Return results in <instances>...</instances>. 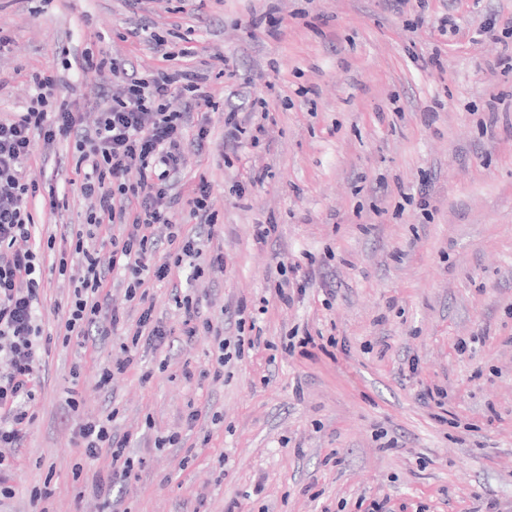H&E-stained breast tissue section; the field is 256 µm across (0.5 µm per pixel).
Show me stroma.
<instances>
[{"label":"stroma","instance_id":"stroma-1","mask_svg":"<svg viewBox=\"0 0 512 512\" xmlns=\"http://www.w3.org/2000/svg\"><path fill=\"white\" fill-rule=\"evenodd\" d=\"M177 0H149L156 31L194 27L191 65H210L209 150L185 156L177 185L187 196L195 176L213 185L217 215L211 251L223 269L189 281L148 284L168 325L183 312L173 287L193 286L200 313L232 336L237 304L258 315L260 340L218 380L186 382L184 368L209 361L211 341L176 337L165 353L145 352L150 383L98 373L120 340L53 346L35 388V418L24 446L5 449L16 495L0 512H34L33 489L50 485L49 512H99L95 478L112 481L125 512H486L481 499L512 512V76L497 66L512 0H208L204 20L176 12ZM283 20L270 34L258 18ZM453 15L457 26L440 32ZM495 22L494 34L481 33ZM132 19L125 0H0V119L25 109L33 73L53 69L80 81L76 53L124 60L141 74L163 61L147 45L121 41ZM440 53L441 68L418 58ZM268 103L267 135L232 152L224 113ZM262 184L246 194L252 171ZM27 182L57 183L69 208L33 214L44 252L40 324L56 333L78 272H59L65 230H78L89 207L77 191L73 151L39 149ZM256 224H274L267 244ZM298 267L312 283L293 304L269 279L279 265ZM332 336L316 359L291 355L294 332ZM79 376H72L73 364ZM448 393L450 420L418 393ZM79 409L64 402L69 389ZM119 415L130 434L138 475L112 479V460L81 459L74 439L82 418ZM198 411L188 425L190 411ZM221 415L212 424L213 415ZM179 435L182 446L156 447ZM207 445H200V438ZM196 458L185 462L186 448Z\"/></svg>","mask_w":512,"mask_h":512}]
</instances>
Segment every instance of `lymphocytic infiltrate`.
Here are the masks:
<instances>
[{"instance_id": "lymphocytic-infiltrate-1", "label": "lymphocytic infiltrate", "mask_w": 512, "mask_h": 512, "mask_svg": "<svg viewBox=\"0 0 512 512\" xmlns=\"http://www.w3.org/2000/svg\"><path fill=\"white\" fill-rule=\"evenodd\" d=\"M139 25L127 28L125 36L143 41L161 52L166 60L179 58L178 42L187 41L193 28L171 30L163 36L145 18L146 0H126ZM76 66L96 72L100 78L96 98L61 95L60 79L48 73L32 76L36 95L26 111L0 120V447H22L26 427L33 421L30 404L35 398L34 382L39 371L40 348L54 339L63 344L85 346L91 336H119L120 353L104 366L97 384L107 388L118 374L137 373L149 382L152 370L143 369L140 348L164 351L174 334L186 338L198 335L212 340V359L201 378L220 379L233 355L254 347L252 336H225L222 329L200 315L194 293L174 289L173 299L182 310L181 330L168 327L157 316L155 306L144 292L145 284L169 283L184 259L194 258L192 279L223 267L224 255H205L206 237L214 236L216 214L211 209L212 186L198 176L191 195L178 201L174 191L180 179L185 155L203 152L211 142L209 112L217 104L205 89L207 76L191 67L162 69L147 75L128 72L115 59L82 55ZM186 100L185 111L171 110L173 95ZM98 117L86 122L90 107ZM65 142L71 145L75 171L80 174L79 191L90 200L87 231L62 235L78 260L79 272L68 302L63 332L44 334L39 323V281L43 267L40 244L34 243L36 224L30 201L39 187L23 181L22 171L37 146ZM136 181H127L130 170ZM186 213L198 226L195 235L179 230L178 215ZM119 225L120 234L105 239L108 258L86 247L98 228ZM122 276L127 301L138 302L136 323H128L122 306L112 302L106 289L109 276ZM111 418L80 421L76 429L78 446L85 459L101 454L112 459L113 478L127 479L135 465L127 454L129 435L113 433Z\"/></svg>"}]
</instances>
